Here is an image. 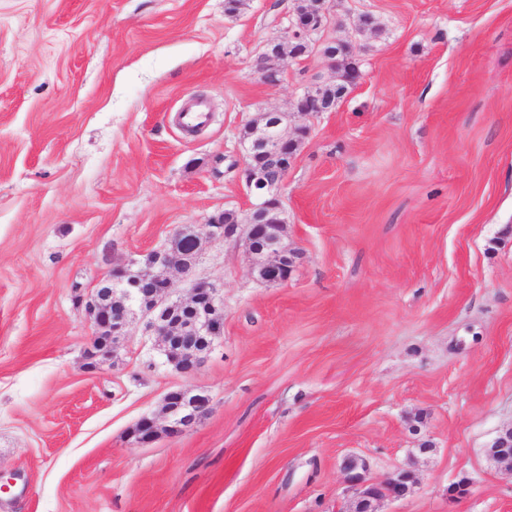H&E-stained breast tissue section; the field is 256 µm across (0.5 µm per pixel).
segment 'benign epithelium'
Listing matches in <instances>:
<instances>
[{"instance_id":"benign-epithelium-1","label":"benign epithelium","mask_w":512,"mask_h":512,"mask_svg":"<svg viewBox=\"0 0 512 512\" xmlns=\"http://www.w3.org/2000/svg\"><path fill=\"white\" fill-rule=\"evenodd\" d=\"M333 7L332 0L295 3L285 40L270 42L276 46L275 53H281L284 44L292 46L322 29L330 20ZM267 60L265 53L256 63V72L266 84L276 86L281 82V71L268 65ZM295 108L310 115L328 111L316 89L299 96ZM296 152L297 139L283 129L282 115L261 114L249 135L241 139L239 160L233 163L254 197L246 215L232 224L226 223L221 214L200 229L187 225L159 248L132 257L113 269L91 293L77 298L93 328L90 368L97 369L110 360L138 314L147 319V328L157 337L166 363L184 374L197 371L205 363L215 341L224 332V301L219 288L206 280L192 281L187 298H172V283L167 273L187 274L195 262L184 257L182 245L186 240L195 241L201 251L209 240L226 241L243 232L253 257L252 274L270 284L288 281L297 252L283 242L281 189ZM210 405L211 397L204 392L168 393L164 399L168 434L178 436L191 429L208 413ZM157 433L155 418L148 415L134 429L136 442L142 445L153 442ZM488 454L502 471L512 476V428L493 440ZM344 469L349 480L358 486L357 498L348 512H377L380 501L400 499L416 484L414 474L406 469L381 482L366 480L356 472L357 462L352 459L345 462Z\"/></svg>"}]
</instances>
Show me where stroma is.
<instances>
[{
	"label": "stroma",
	"instance_id": "1",
	"mask_svg": "<svg viewBox=\"0 0 512 512\" xmlns=\"http://www.w3.org/2000/svg\"><path fill=\"white\" fill-rule=\"evenodd\" d=\"M294 2L0 0V512H346L351 456L417 477L378 512H512L487 453L512 427V0H336L310 43H351L363 79L316 115L294 102L334 83L319 52L281 57L276 86L255 70ZM268 111L307 131L288 282L211 241L191 272L224 296L206 363L166 365L137 319L87 369L77 296L245 215L232 163ZM186 389L212 399L197 426L136 443Z\"/></svg>",
	"mask_w": 512,
	"mask_h": 512
}]
</instances>
